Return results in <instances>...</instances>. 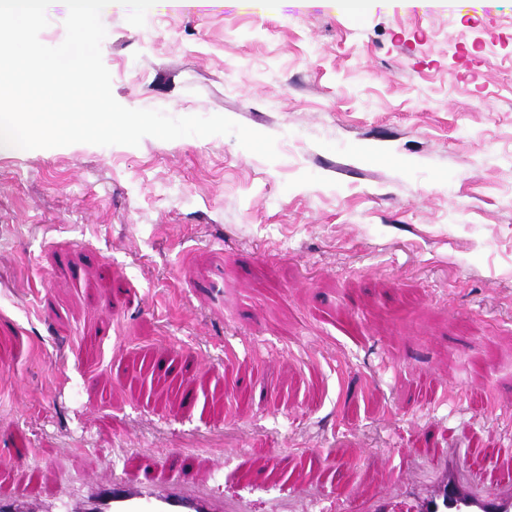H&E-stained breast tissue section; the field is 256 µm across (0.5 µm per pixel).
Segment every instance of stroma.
Masks as SVG:
<instances>
[{"mask_svg": "<svg viewBox=\"0 0 512 512\" xmlns=\"http://www.w3.org/2000/svg\"><path fill=\"white\" fill-rule=\"evenodd\" d=\"M109 5L131 109L276 136L0 151V495L49 470L359 512L512 482V0ZM222 473H215V462ZM309 487L312 501L294 491Z\"/></svg>", "mask_w": 512, "mask_h": 512, "instance_id": "1", "label": "stroma"}]
</instances>
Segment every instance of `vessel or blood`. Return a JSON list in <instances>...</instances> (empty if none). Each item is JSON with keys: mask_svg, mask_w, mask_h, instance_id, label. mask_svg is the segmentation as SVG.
Listing matches in <instances>:
<instances>
[{"mask_svg": "<svg viewBox=\"0 0 512 512\" xmlns=\"http://www.w3.org/2000/svg\"><path fill=\"white\" fill-rule=\"evenodd\" d=\"M88 496L75 495L65 479L49 506L21 497L0 499V512H236L206 492L188 486L160 487L152 479L128 484L116 475L89 478ZM411 512H512V486L484 489L463 482L455 464H448L430 487L415 492Z\"/></svg>", "mask_w": 512, "mask_h": 512, "instance_id": "1", "label": "vessel or blood"}]
</instances>
